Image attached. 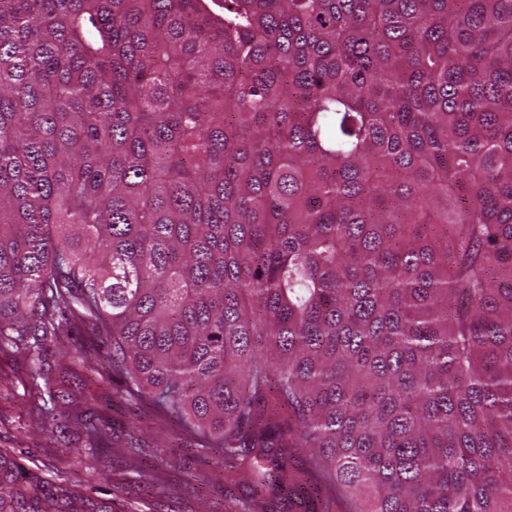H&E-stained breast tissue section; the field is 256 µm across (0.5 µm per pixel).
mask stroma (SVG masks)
Segmentation results:
<instances>
[{"instance_id":"1","label":"stroma","mask_w":512,"mask_h":512,"mask_svg":"<svg viewBox=\"0 0 512 512\" xmlns=\"http://www.w3.org/2000/svg\"><path fill=\"white\" fill-rule=\"evenodd\" d=\"M111 337L79 323L74 335L27 352L0 347V453L23 473L67 485L106 512H242L248 490L224 474L174 414L119 394L106 353ZM49 373L71 395L65 420L47 418L31 377ZM103 424L96 457L84 453L77 416Z\"/></svg>"}]
</instances>
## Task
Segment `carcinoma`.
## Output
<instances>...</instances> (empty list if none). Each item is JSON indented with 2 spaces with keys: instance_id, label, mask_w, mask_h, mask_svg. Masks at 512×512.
<instances>
[{
  "instance_id": "1",
  "label": "carcinoma",
  "mask_w": 512,
  "mask_h": 512,
  "mask_svg": "<svg viewBox=\"0 0 512 512\" xmlns=\"http://www.w3.org/2000/svg\"><path fill=\"white\" fill-rule=\"evenodd\" d=\"M75 319L257 496L512 512V0H0V343Z\"/></svg>"
}]
</instances>
